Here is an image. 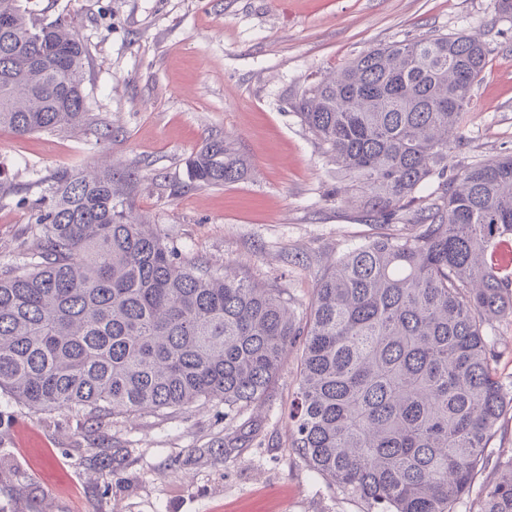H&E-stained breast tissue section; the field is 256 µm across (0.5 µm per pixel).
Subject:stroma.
<instances>
[{"label":"stroma","mask_w":512,"mask_h":512,"mask_svg":"<svg viewBox=\"0 0 512 512\" xmlns=\"http://www.w3.org/2000/svg\"><path fill=\"white\" fill-rule=\"evenodd\" d=\"M87 49L85 124L0 130V272L34 248L32 205L63 169L137 174L130 214L185 265L285 289L304 317L318 278L376 233H407L412 211L370 221L352 180L292 104L367 50L462 33L486 50L449 172L512 152V19L496 0H27ZM212 135L249 162L223 187L190 183ZM180 195H171L172 186ZM302 344L262 403L133 418L41 412L0 395V512H366L292 446L288 411Z\"/></svg>","instance_id":"1"}]
</instances>
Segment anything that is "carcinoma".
I'll list each match as a JSON object with an SVG mask.
<instances>
[{
	"label": "carcinoma",
	"instance_id": "carcinoma-1",
	"mask_svg": "<svg viewBox=\"0 0 512 512\" xmlns=\"http://www.w3.org/2000/svg\"><path fill=\"white\" fill-rule=\"evenodd\" d=\"M86 49L65 23L39 25L0 0V129L75 127L87 115ZM486 66L482 45L430 34L372 49L311 84L295 113L365 189L373 221L417 205L414 231L336 259L300 323L280 288L188 267L166 238L130 219L135 172L56 173L33 205L31 260L0 275V392L36 410L134 415L261 401L305 337L292 446L366 512H455L489 463L492 429L512 409L493 366V322L512 318V153L442 184ZM190 182L221 187L248 164L213 137ZM482 512H512V455Z\"/></svg>",
	"mask_w": 512,
	"mask_h": 512
}]
</instances>
